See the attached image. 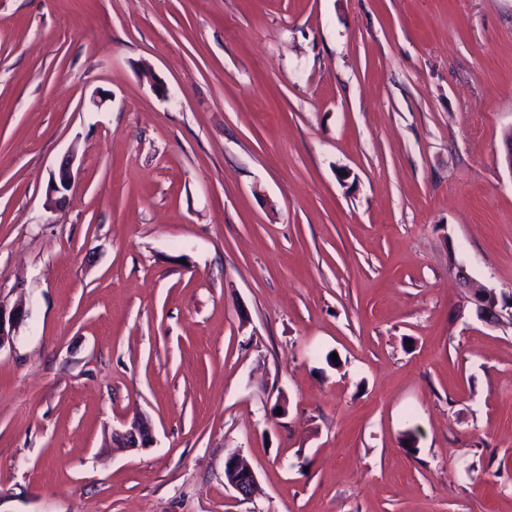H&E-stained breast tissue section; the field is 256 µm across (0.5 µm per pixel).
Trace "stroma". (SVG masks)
Here are the masks:
<instances>
[{
	"instance_id": "obj_1",
	"label": "stroma",
	"mask_w": 512,
	"mask_h": 512,
	"mask_svg": "<svg viewBox=\"0 0 512 512\" xmlns=\"http://www.w3.org/2000/svg\"><path fill=\"white\" fill-rule=\"evenodd\" d=\"M510 133L512 0H0V512H512ZM73 163V155H68L61 161L57 174H54L50 185L46 202L47 205H52L57 202V199H54V194L67 191L71 187L73 181ZM475 292L479 301L482 303L481 318L487 324H497L500 320L501 314L498 310V299L492 289L485 288L484 286H477ZM25 316L23 304H15L8 309L0 303V349L12 342L14 333ZM153 436L149 422L136 417L124 422L123 429L112 432L113 448H129L132 450L152 447ZM224 478L225 484L244 500L253 495L257 483L256 474L240 453H231L225 459Z\"/></svg>"
}]
</instances>
